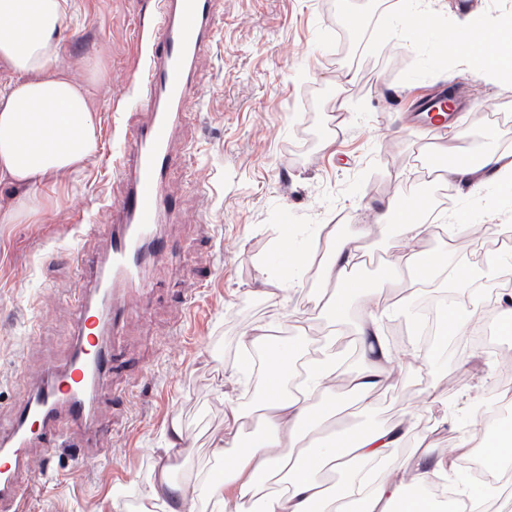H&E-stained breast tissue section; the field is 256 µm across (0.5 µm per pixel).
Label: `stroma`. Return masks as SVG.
I'll list each match as a JSON object with an SVG mask.
<instances>
[{
	"label": "stroma",
	"mask_w": 512,
	"mask_h": 512,
	"mask_svg": "<svg viewBox=\"0 0 512 512\" xmlns=\"http://www.w3.org/2000/svg\"><path fill=\"white\" fill-rule=\"evenodd\" d=\"M60 30L59 65L80 82L93 81L90 109L101 150L61 181L31 218L0 224V424L9 425L23 385L45 368L63 365L76 329L69 300L78 274L69 254L84 246L107 253L108 239L78 236L80 224H108L123 193L112 172L122 124L142 120V91L134 77L152 38V0H70ZM418 0H219L208 51L196 62L190 112L171 150L191 149L188 166H175L167 182L175 211L158 226L165 257L148 263L151 290L137 297L122 338L126 370L96 398L98 420L112 431L94 465L75 448H40V463L26 475L23 512H136L163 458L171 420L185 434L171 472L187 487L214 466L213 440L224 413L243 405L258 379L233 373L243 341L254 328L280 330L297 320L305 340L319 344L331 324L316 307L321 290L311 275L300 286H267L261 263L284 226L297 237L316 224H373L375 259L360 269L382 280L401 247L377 220L388 200L408 202L444 191L449 201L423 217L431 230L425 250L451 249L440 215L468 210L474 224L512 226V201L470 193L426 165L436 149L448 154L510 153L512 82L486 81L456 53L440 56V35L417 41L404 33ZM103 77L93 80L94 70ZM456 87L465 106L459 136L437 134L409 121L417 96ZM388 143L381 151L380 143ZM192 299V314L181 302ZM401 291L387 289L392 309L384 334L398 358L412 340L410 316L399 310ZM512 337L483 352L435 357L434 372L395 375L374 396V410L355 413L344 382L336 400L347 423L367 429L400 414L416 415L413 437L396 449L409 460L421 439L447 454L473 427L503 374L501 354Z\"/></svg>",
	"instance_id": "obj_1"
}]
</instances>
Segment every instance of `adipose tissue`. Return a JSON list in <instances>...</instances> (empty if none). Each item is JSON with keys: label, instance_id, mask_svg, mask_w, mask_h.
<instances>
[{"label": "adipose tissue", "instance_id": "ef3b65f1", "mask_svg": "<svg viewBox=\"0 0 512 512\" xmlns=\"http://www.w3.org/2000/svg\"><path fill=\"white\" fill-rule=\"evenodd\" d=\"M68 12V0H0V63L5 66L0 76V182L19 192L11 207L0 210L1 224L21 223L37 210L43 188L81 169L100 148L90 110L92 85L75 81L59 65L57 35ZM456 30L462 35L458 49L488 80L512 73V53L502 48L512 40L511 15L470 17ZM447 175L471 191L512 198V153L482 155L478 164H459ZM385 216L405 246L385 285H372L356 274L364 244L374 234L370 224L318 225L304 250L276 246L278 260L264 271L265 284L277 288L284 286L288 273L314 272L320 288L330 292L322 312L352 322L364 356L350 374V392L354 407L364 413L371 411L374 395L387 387L395 370L432 364V349L420 342H413L408 361L398 359L387 343L382 331L390 312L383 302L386 288L401 289L412 298L421 286L440 280L466 289L475 281L512 274V263L497 253L481 264L449 272L447 252L414 250L428 230L416 212L392 202ZM295 352L287 344L271 354L257 410L237 406L226 415L224 433L214 441L219 474L190 492L174 491L171 485L168 459L184 442L179 422H172L166 461L144 501L169 497L167 512H195L198 498L215 503L217 512H314L318 505L331 512L338 502L347 512H441L436 497L412 493L403 475L414 470L416 480L426 484L454 468L455 459L440 458L429 466L396 460L394 448L412 429L408 413L386 425L320 438L334 408L316 400L329 392L335 379L336 339L326 338L320 356L306 362L307 387L298 396L287 386ZM314 458L333 462L335 471L346 474V482L329 488L311 467Z\"/></svg>", "mask_w": 512, "mask_h": 512}]
</instances>
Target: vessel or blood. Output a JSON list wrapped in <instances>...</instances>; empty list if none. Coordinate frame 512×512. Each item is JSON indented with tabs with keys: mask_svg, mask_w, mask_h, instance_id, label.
<instances>
[{
	"mask_svg": "<svg viewBox=\"0 0 512 512\" xmlns=\"http://www.w3.org/2000/svg\"><path fill=\"white\" fill-rule=\"evenodd\" d=\"M218 0H155L154 38L143 66L144 121L125 126L112 160L126 189L114 201L113 224H93L90 234H108V255L81 249L74 262L93 277L91 298H79L76 336L62 368L44 371L41 383L22 391L8 428H0V512H17L21 477L34 451L86 432V448L103 444V428L91 427V398L121 365L117 345L134 290L143 288L140 271L157 256L156 227L166 211L164 185L176 158L175 131L195 106L191 83L195 60L210 46Z\"/></svg>",
	"mask_w": 512,
	"mask_h": 512,
	"instance_id": "1",
	"label": "vessel or blood"
}]
</instances>
